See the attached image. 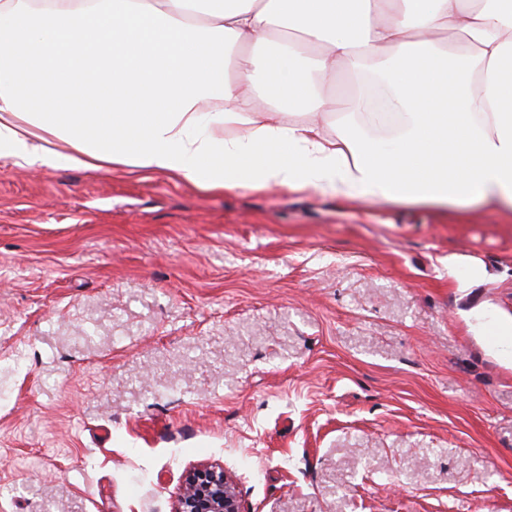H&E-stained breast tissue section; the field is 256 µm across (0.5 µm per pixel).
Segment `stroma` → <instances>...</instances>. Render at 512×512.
<instances>
[{"label":"stroma","mask_w":512,"mask_h":512,"mask_svg":"<svg viewBox=\"0 0 512 512\" xmlns=\"http://www.w3.org/2000/svg\"><path fill=\"white\" fill-rule=\"evenodd\" d=\"M512 213L0 157V512H512ZM175 512H244L224 468L208 466L188 472Z\"/></svg>","instance_id":"35a3bbf8"}]
</instances>
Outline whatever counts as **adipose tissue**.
<instances>
[{
	"label": "adipose tissue",
	"mask_w": 512,
	"mask_h": 512,
	"mask_svg": "<svg viewBox=\"0 0 512 512\" xmlns=\"http://www.w3.org/2000/svg\"><path fill=\"white\" fill-rule=\"evenodd\" d=\"M0 156L512 210V0H0Z\"/></svg>",
	"instance_id": "obj_1"
}]
</instances>
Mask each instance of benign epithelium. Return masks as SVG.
<instances>
[{
    "mask_svg": "<svg viewBox=\"0 0 512 512\" xmlns=\"http://www.w3.org/2000/svg\"><path fill=\"white\" fill-rule=\"evenodd\" d=\"M175 512H244L224 468L208 466L188 472Z\"/></svg>",
    "mask_w": 512,
    "mask_h": 512,
    "instance_id": "7a95c632",
    "label": "benign epithelium"
}]
</instances>
